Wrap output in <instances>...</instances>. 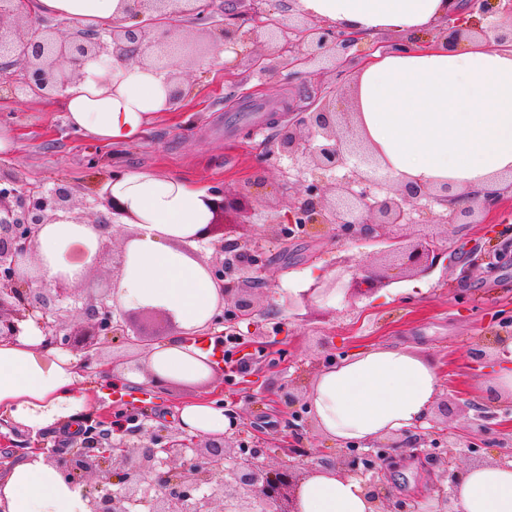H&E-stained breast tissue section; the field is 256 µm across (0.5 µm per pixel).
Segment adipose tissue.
Wrapping results in <instances>:
<instances>
[{
	"label": "adipose tissue",
	"mask_w": 512,
	"mask_h": 512,
	"mask_svg": "<svg viewBox=\"0 0 512 512\" xmlns=\"http://www.w3.org/2000/svg\"><path fill=\"white\" fill-rule=\"evenodd\" d=\"M449 0H290L291 11L327 21L348 33L385 31L400 38L435 29ZM42 16L81 28L107 27L128 18L136 0H31ZM360 132L383 157L392 178L448 182L474 196L496 190L512 172V50L471 42H439L414 51L393 48L364 59L355 86ZM170 87L154 72L111 75L90 63L66 91L69 124L102 144L139 140L154 115L171 110ZM110 190L136 216L141 235L129 246L130 264L116 293L124 306H160L183 332L198 333L215 312L218 288L169 239L186 238L208 223L205 191L165 175L117 174ZM94 226L59 222L36 239L43 276L80 270L74 249H94ZM215 376L211 349L181 335L157 343L150 372L94 373L100 387L146 385L150 380L199 386ZM85 376L73 355L44 345L28 321L14 339H0V419L37 434L63 425L79 431L87 397ZM440 389L434 363L398 346L357 352L321 371L308 397L320 430L341 445L367 444L394 431H411L429 415ZM182 429L219 436L232 426L223 406L199 395L175 409ZM462 512H512V466L489 464L465 471L455 489ZM300 512H371L360 479L320 470L303 484ZM0 512H88L84 487L65 477L43 454L26 453L0 473Z\"/></svg>",
	"instance_id": "1"
}]
</instances>
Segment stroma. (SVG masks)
I'll use <instances>...</instances> for the list:
<instances>
[{
    "mask_svg": "<svg viewBox=\"0 0 512 512\" xmlns=\"http://www.w3.org/2000/svg\"><path fill=\"white\" fill-rule=\"evenodd\" d=\"M286 0H264L263 17L244 5L214 13L212 30L180 25L176 82L182 91L175 109L159 113L135 143L100 145L67 124L64 95L11 97L0 90V122L12 126L17 145L0 152V168L52 187L71 183L77 198L104 195L113 172L162 173L193 182L248 193L252 231L263 248L264 282L256 292L265 309L239 323V336L256 338L248 371L234 380L218 375L212 388L223 397L242 440L259 439L269 469H278L286 447L317 449L336 456L338 446L324 437L312 415L292 417L283 400L292 393L305 405L319 372L346 354L373 346L407 345L426 354L441 379L438 404L419 432L451 448L460 469L495 464L500 440L512 438V394L497 386L493 372L504 357L493 343L498 325L512 327V262L489 265L496 245L512 241V192L476 224H442L438 212L420 215L417 232L439 237L447 265L423 277L358 296L337 288L332 299L287 307L288 294L305 290L316 274L339 268L356 271L384 264L382 246L341 241L332 226L310 229L280 242L267 224L270 212H286L299 186H287V160L268 166L274 135L296 113L311 107L316 92L337 91V111L354 109L351 83L324 66L289 67L268 41L263 20L287 22ZM231 22L250 30L248 42L221 48L218 25ZM268 54L275 70L255 71V53ZM80 390L98 412L112 417L138 415L145 433L177 431L174 409L192 397L189 384L157 390L141 386L128 393L105 391L83 382ZM452 406L443 412L442 403ZM439 469L407 459L389 471L386 488L395 497L420 496L424 512L434 505L428 493L439 483Z\"/></svg>",
    "mask_w": 512,
    "mask_h": 512,
    "instance_id": "stroma-1",
    "label": "stroma"
}]
</instances>
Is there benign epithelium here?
Instances as JSON below:
<instances>
[{"label":"benign epithelium","mask_w":512,"mask_h":512,"mask_svg":"<svg viewBox=\"0 0 512 512\" xmlns=\"http://www.w3.org/2000/svg\"><path fill=\"white\" fill-rule=\"evenodd\" d=\"M144 19L136 25L117 23L103 31L78 30L67 41H60L54 30L41 24L26 23L20 29L5 22L15 15L18 0H0V88L8 83L11 94L45 96L64 92L85 76L87 65L112 58V69L127 68L130 61L151 50L148 62L140 66L172 81L176 48L172 36L176 20L189 17L200 27L207 26L214 14V0H137ZM486 12L481 0H466L462 12H450L444 21L446 43L452 45L468 35L464 14ZM502 30L497 43L512 45V3L504 16L489 22ZM268 40L288 53V65L302 67L312 62L329 65L336 75L352 79L354 56L349 51L360 40L327 24L310 26L274 23L267 29ZM272 155L289 161V175L305 185V194L288 203V211L273 214L268 223L277 238L288 241L296 231L319 225L334 226L337 237L368 243L387 242V269L415 276L428 275L448 263L447 249L435 238H418L405 244L415 215L444 208L442 223L470 224L476 214L493 209L500 192L473 198L464 207L455 205L448 183L427 185L398 182L384 173L376 154L354 128L340 121L336 95L328 92L311 112L280 128ZM204 202L211 219L190 240L213 252L205 257L201 249L175 239V249L204 269L220 287L216 313L205 330L217 325H235L262 313L256 301L258 274L264 266L262 247L251 237H233L245 226L241 217L251 211L246 194L212 189ZM102 204L116 216L140 219L111 192L101 200L76 203L73 188L65 181L48 189L0 170V338H15L23 324L35 321L42 328L45 345L70 354H80L88 365L99 360L100 340L121 339L133 347L154 342L143 332L146 326L175 329L171 312L164 308L141 306L126 310L115 292L128 261V247L113 254L117 275L113 286L96 295L83 296L79 277L59 275L47 283L42 279V258L33 243L49 224L66 221L83 224L75 212ZM344 272L327 279L317 278L308 294L324 297L336 290ZM391 281L390 275L362 270L352 274L348 288L355 294H369ZM83 439L66 453L47 449L39 443L12 442L0 434V441L28 452H42L48 461L65 468L77 479L89 477L94 486L86 491L89 512H299L298 502L304 478L318 466L331 465L337 471L363 481L373 512H418L414 498L391 497L384 485L385 469L406 458L403 449L423 455L443 469L448 486L459 480L461 471L451 452L439 450V439L423 448L411 436L392 442H377L368 449L345 448L336 460L323 461L315 448L286 449L288 460L277 470L267 467L265 449L256 441L246 442L227 435L204 437L186 432L154 435L146 444H131L129 438L141 427L128 428L120 420L86 418ZM437 508L431 512H461L445 486L436 487Z\"/></svg>","instance_id":"obj_1"}]
</instances>
